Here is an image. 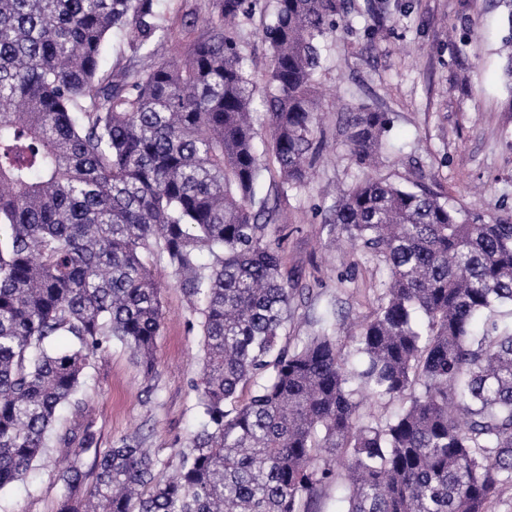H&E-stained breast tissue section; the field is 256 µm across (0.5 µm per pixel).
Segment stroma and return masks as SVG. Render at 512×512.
<instances>
[{
  "label": "stroma",
  "mask_w": 512,
  "mask_h": 512,
  "mask_svg": "<svg viewBox=\"0 0 512 512\" xmlns=\"http://www.w3.org/2000/svg\"><path fill=\"white\" fill-rule=\"evenodd\" d=\"M185 0H161L171 30L154 46L172 58L207 32L208 13L184 15ZM274 0L241 22L242 50L257 86H264L269 52L261 34ZM343 29L323 47L315 76L320 125L316 173L303 189L280 194L277 165L263 153L261 196L276 200L287 221L282 241L285 266L303 295L296 297L288 331L306 335L330 301L349 319L369 315L376 288L386 276L380 258L329 232L325 215L340 190L366 175L336 123L354 104L388 113L384 155L376 173L412 188L425 183L464 212L484 220L512 216V91L502 75L507 26L497 0H347ZM165 320L156 339L155 392L129 354L112 345L91 362L84 387L100 448L142 429L146 445L170 457L201 414L192 381L200 370V336L180 288L164 266ZM62 463L49 454L10 493L9 512H56Z\"/></svg>",
  "instance_id": "1"
}]
</instances>
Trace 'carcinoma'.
I'll list each match as a JSON object with an SVG mask.
<instances>
[{"instance_id": "cac0c4a2", "label": "carcinoma", "mask_w": 512, "mask_h": 512, "mask_svg": "<svg viewBox=\"0 0 512 512\" xmlns=\"http://www.w3.org/2000/svg\"><path fill=\"white\" fill-rule=\"evenodd\" d=\"M261 2L212 0L208 35L155 59L158 0H0V493L60 448L57 512H312L332 485L343 512H493L512 490V217L364 177L328 223L388 279L350 344L327 317L281 344L296 288L277 204L256 192L253 112L280 193L307 186L315 75L346 0H276L258 100L239 20ZM387 128L366 106L339 121L365 168ZM159 261L202 336L203 421L165 461L140 431L99 452L83 379L114 343L155 378ZM363 395L396 408L366 415Z\"/></svg>"}]
</instances>
